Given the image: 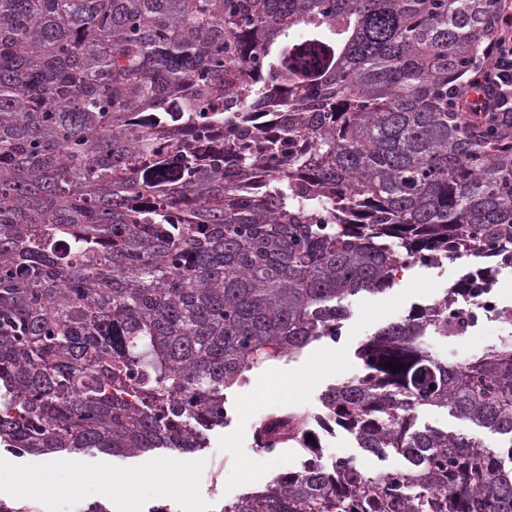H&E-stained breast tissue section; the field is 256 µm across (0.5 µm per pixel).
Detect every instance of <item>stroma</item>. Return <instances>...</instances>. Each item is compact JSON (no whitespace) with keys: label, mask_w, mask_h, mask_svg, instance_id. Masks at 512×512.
Masks as SVG:
<instances>
[{"label":"stroma","mask_w":512,"mask_h":512,"mask_svg":"<svg viewBox=\"0 0 512 512\" xmlns=\"http://www.w3.org/2000/svg\"><path fill=\"white\" fill-rule=\"evenodd\" d=\"M466 270L463 261L440 267L415 266L403 270L383 292L352 297L349 316L343 322L346 340L338 346L315 342L298 355L253 370L248 383L229 396L230 420L210 431L207 445L201 450L172 454L160 449L148 458H120L97 451L59 457L61 469L79 476L76 489L65 493L43 489L28 498L31 512H81L85 504L97 500L103 501L108 512H148L157 504L169 505L172 512H220L225 501L263 489L279 472L300 467L307 454L288 444L276 454L261 456L256 443L261 420L281 410L309 417L322 414L324 391L360 373L357 348L378 329L401 321L414 308L432 304ZM421 342L435 358L457 363L482 355L495 339L490 332L466 340L429 334ZM339 455L365 467L398 469L404 465L403 458L393 453L382 459L367 455L343 430L323 440L320 461L328 467ZM150 458L167 461L183 471L190 481L191 495L179 498L163 492L131 495L124 491L100 495L98 480L136 472Z\"/></svg>","instance_id":"obj_1"}]
</instances>
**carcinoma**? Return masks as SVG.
Masks as SVG:
<instances>
[{"label": "carcinoma", "mask_w": 512, "mask_h": 512, "mask_svg": "<svg viewBox=\"0 0 512 512\" xmlns=\"http://www.w3.org/2000/svg\"><path fill=\"white\" fill-rule=\"evenodd\" d=\"M489 9L0 0V446L196 451L228 392L341 328L395 255L511 257L512 120L472 124L456 103ZM229 112L231 136L198 156L187 130ZM428 333L448 335V308L376 331L363 377L322 394L358 447L406 468H327L308 417L273 413L258 448L310 458L221 512H512V342L450 364ZM429 407L498 443L419 428Z\"/></svg>", "instance_id": "cac0c4a2"}]
</instances>
